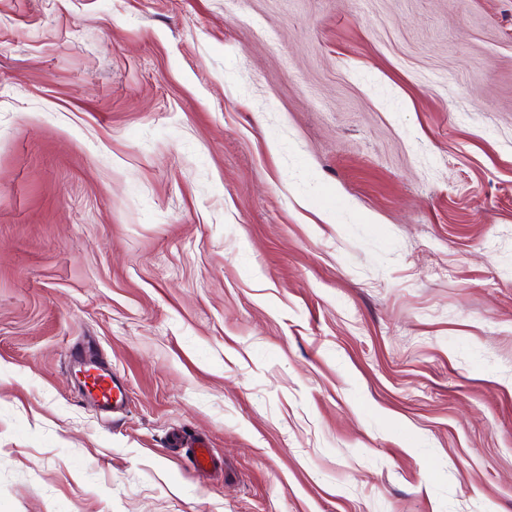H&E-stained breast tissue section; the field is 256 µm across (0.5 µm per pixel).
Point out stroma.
<instances>
[{"instance_id": "35a3bbf8", "label": "stroma", "mask_w": 512, "mask_h": 512, "mask_svg": "<svg viewBox=\"0 0 512 512\" xmlns=\"http://www.w3.org/2000/svg\"><path fill=\"white\" fill-rule=\"evenodd\" d=\"M0 512H512V0H0Z\"/></svg>"}]
</instances>
